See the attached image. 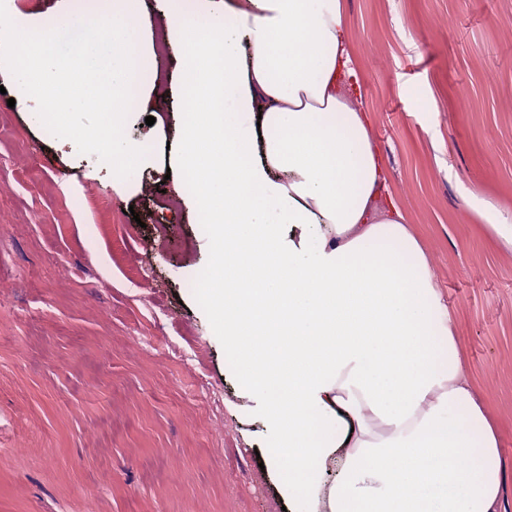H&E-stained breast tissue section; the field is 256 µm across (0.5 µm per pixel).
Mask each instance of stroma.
<instances>
[{
  "instance_id": "1",
  "label": "stroma",
  "mask_w": 512,
  "mask_h": 512,
  "mask_svg": "<svg viewBox=\"0 0 512 512\" xmlns=\"http://www.w3.org/2000/svg\"><path fill=\"white\" fill-rule=\"evenodd\" d=\"M361 107L431 263L512 512V0H345ZM137 186L0 93V512H281L262 420L188 290L213 259L167 175L180 51L157 56ZM153 125H146V116Z\"/></svg>"
}]
</instances>
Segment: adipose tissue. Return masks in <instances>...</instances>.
<instances>
[{
	"mask_svg": "<svg viewBox=\"0 0 512 512\" xmlns=\"http://www.w3.org/2000/svg\"><path fill=\"white\" fill-rule=\"evenodd\" d=\"M164 2L185 52L177 181L225 270L201 272L193 293L218 316L225 369L263 403V462L287 512H497V435L431 265L381 200L369 116L346 82L344 0ZM208 88L222 111H196ZM214 166L220 196L204 181Z\"/></svg>",
	"mask_w": 512,
	"mask_h": 512,
	"instance_id": "obj_1",
	"label": "adipose tissue"
}]
</instances>
